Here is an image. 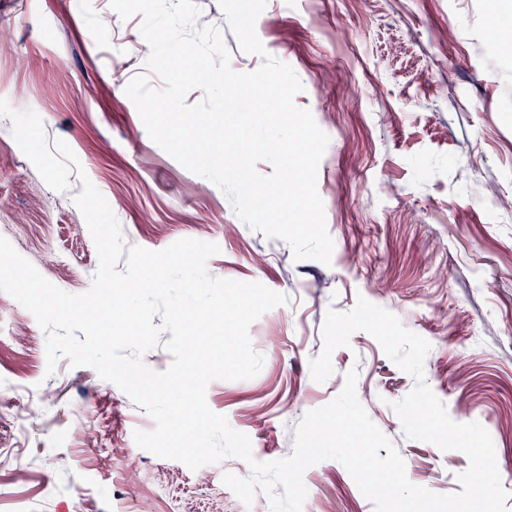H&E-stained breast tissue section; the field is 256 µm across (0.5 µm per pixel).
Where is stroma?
I'll return each instance as SVG.
<instances>
[{
    "label": "stroma",
    "mask_w": 512,
    "mask_h": 512,
    "mask_svg": "<svg viewBox=\"0 0 512 512\" xmlns=\"http://www.w3.org/2000/svg\"><path fill=\"white\" fill-rule=\"evenodd\" d=\"M198 26L217 27L234 71L262 59L241 51L217 0H196ZM512 42V13L489 0H267L255 29L266 52L291 66L298 107L328 135L317 188L334 241L331 264L294 261L290 246L251 230L226 195L154 143L127 96L147 74L140 17L109 0H0V98L36 112L49 140H64L109 203L125 246L165 249L182 238L217 244V278L259 282L286 303L249 329L264 358L249 380L212 381L209 407L246 434L257 460L292 454L305 414L342 391L356 394L398 450L408 480L461 491L458 450L409 439L393 408L413 388L364 331L333 351L332 375L313 380L328 311L366 298L425 338V380L458 423L491 435L512 512V53L488 42L489 18ZM57 192L0 125V237L59 289H90L98 255L73 202L77 174ZM47 335L0 291V441L26 477L0 468V512H268L266 493L244 504L223 483L248 476L229 457L198 470L140 448L153 418L89 366L46 371ZM303 512H375L339 461L309 466Z\"/></svg>",
    "instance_id": "1"
}]
</instances>
